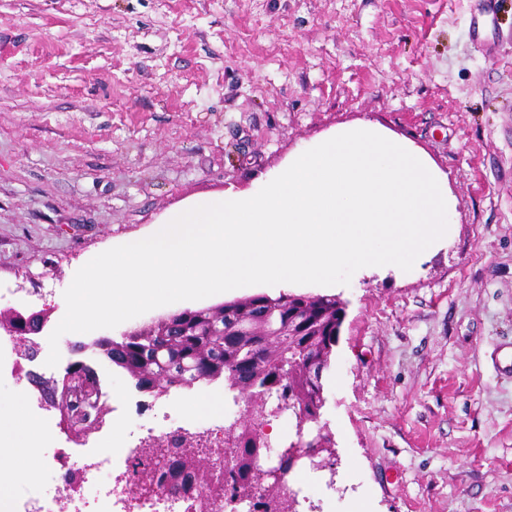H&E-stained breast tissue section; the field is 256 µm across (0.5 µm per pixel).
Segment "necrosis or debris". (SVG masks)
Returning a JSON list of instances; mask_svg holds the SVG:
<instances>
[{"label": "necrosis or debris", "instance_id": "1", "mask_svg": "<svg viewBox=\"0 0 512 512\" xmlns=\"http://www.w3.org/2000/svg\"><path fill=\"white\" fill-rule=\"evenodd\" d=\"M175 412V406H168L117 443L89 449L79 468L48 467L54 495L13 499L8 512H193L194 502L179 486L167 484L162 495L144 499L131 480L134 459L152 448L171 447L178 437H191L205 448L223 447V425L187 417L176 423Z\"/></svg>", "mask_w": 512, "mask_h": 512}]
</instances>
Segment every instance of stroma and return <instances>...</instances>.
I'll use <instances>...</instances> for the list:
<instances>
[{"instance_id":"stroma-1","label":"stroma","mask_w":512,"mask_h":512,"mask_svg":"<svg viewBox=\"0 0 512 512\" xmlns=\"http://www.w3.org/2000/svg\"><path fill=\"white\" fill-rule=\"evenodd\" d=\"M424 150L458 202L408 280L354 278L323 373L333 470L289 476L299 512H512V0H0V311L201 195L248 192L336 126ZM64 336L110 420L131 378Z\"/></svg>"}]
</instances>
